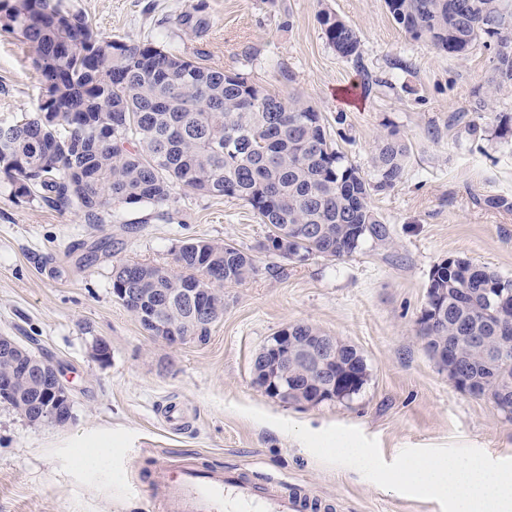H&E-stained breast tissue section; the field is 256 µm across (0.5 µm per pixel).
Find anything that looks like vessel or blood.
I'll list each match as a JSON object with an SVG mask.
<instances>
[{"label":"vessel or blood","instance_id":"1","mask_svg":"<svg viewBox=\"0 0 512 512\" xmlns=\"http://www.w3.org/2000/svg\"><path fill=\"white\" fill-rule=\"evenodd\" d=\"M163 512H320L323 502L284 479L259 481L231 470L161 466L152 478Z\"/></svg>","mask_w":512,"mask_h":512}]
</instances>
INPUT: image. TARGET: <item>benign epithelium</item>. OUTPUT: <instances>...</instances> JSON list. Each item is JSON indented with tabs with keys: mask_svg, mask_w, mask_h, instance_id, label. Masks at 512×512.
Listing matches in <instances>:
<instances>
[{
	"mask_svg": "<svg viewBox=\"0 0 512 512\" xmlns=\"http://www.w3.org/2000/svg\"><path fill=\"white\" fill-rule=\"evenodd\" d=\"M206 288H181L167 297L166 303L179 307L186 321L169 323L149 319L146 326L152 328L171 347L181 346L196 339L192 327L201 323H213L219 311L209 300ZM340 342L333 336H296L292 325L278 330L269 338L252 362V381L269 396L283 402L297 400L304 404L318 405L336 400L346 392L344 384L336 382V364ZM90 356L100 364L112 358V348L103 338L90 343ZM9 363L0 371V399L15 396L24 386L44 394L43 401L31 405L33 414L42 423L63 426L73 420V401L68 388L62 383L57 367L47 358L39 356L12 336H0V360ZM307 371L314 381L308 394L296 388L292 369Z\"/></svg>",
	"mask_w": 512,
	"mask_h": 512,
	"instance_id": "obj_1",
	"label": "benign epithelium"
}]
</instances>
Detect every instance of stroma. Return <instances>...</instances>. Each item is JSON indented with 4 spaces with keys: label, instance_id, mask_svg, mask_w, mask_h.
I'll use <instances>...</instances> for the list:
<instances>
[{
    "label": "stroma",
    "instance_id": "obj_1",
    "mask_svg": "<svg viewBox=\"0 0 512 512\" xmlns=\"http://www.w3.org/2000/svg\"><path fill=\"white\" fill-rule=\"evenodd\" d=\"M102 36L186 51L237 71L321 112L328 134L364 177L378 141H405L400 182L371 204L386 244L352 257L295 264L261 248L268 233L240 199L177 190L162 207L125 210L119 223L87 224L39 200L11 199L0 176V336L47 353L70 389L74 419L36 425L0 404V512H162L150 491L158 465L272 474L334 499L337 512H441L437 501L385 490L357 470L320 462L299 440L238 413L241 405L320 431L339 424L375 438L385 462L406 447L453 443L512 458V419L460 392L425 353L416 321L434 265L462 257L512 277V136L470 132L478 101L512 113V92L489 95L491 52L451 57L412 39L384 0H63ZM335 12L361 40L354 66L326 43L319 16ZM190 13V25L175 24ZM38 73L0 31V122L29 107ZM226 241L258 271L224 287V314L206 341L172 348L152 337L112 294L120 263L168 264L182 241ZM309 323L354 345L369 377L350 399L287 404L252 382V361L275 332ZM112 346L99 364L93 337ZM178 405L177 430L162 418ZM104 447L105 466L79 457Z\"/></svg>",
    "mask_w": 512,
    "mask_h": 512
}]
</instances>
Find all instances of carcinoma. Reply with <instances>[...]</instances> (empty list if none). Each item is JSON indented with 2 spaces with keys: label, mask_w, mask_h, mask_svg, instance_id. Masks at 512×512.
<instances>
[{
  "label": "carcinoma",
  "mask_w": 512,
  "mask_h": 512,
  "mask_svg": "<svg viewBox=\"0 0 512 512\" xmlns=\"http://www.w3.org/2000/svg\"><path fill=\"white\" fill-rule=\"evenodd\" d=\"M394 21L438 51L462 56L481 43L492 50L489 84L512 89V0H385ZM0 31L24 44L40 72L35 107L10 123L0 174L16 199L39 197L73 209L88 224L119 218L132 206H161L178 188L246 201L269 231L262 248L286 261L350 257L390 229L370 205L372 193L402 178L409 148L387 137L368 180L327 136L320 112L298 97L280 98L241 73L196 61L156 42L101 37L81 10L60 0H6ZM336 54L358 59L361 40L336 14L320 17ZM54 113L36 128L31 117ZM206 252L215 280H202ZM257 272L250 252L230 243L189 239L176 266L156 265L139 278L149 302L128 311L161 320L177 313L157 297L177 288H211L224 305V282ZM428 287L442 290L452 310L448 327L419 322L431 345L450 337L458 363L472 372L474 393L488 401L512 391V278L464 258L434 266ZM509 303L490 307L487 289ZM493 362L495 375L485 366ZM363 369L354 349L336 361V377Z\"/></svg>",
  "instance_id": "1"
}]
</instances>
